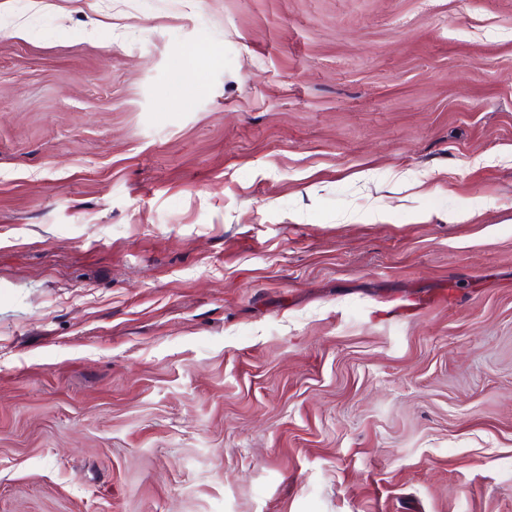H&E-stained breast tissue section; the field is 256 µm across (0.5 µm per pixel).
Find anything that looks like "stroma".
<instances>
[{"label": "stroma", "mask_w": 512, "mask_h": 512, "mask_svg": "<svg viewBox=\"0 0 512 512\" xmlns=\"http://www.w3.org/2000/svg\"><path fill=\"white\" fill-rule=\"evenodd\" d=\"M0 512H512V0H0Z\"/></svg>", "instance_id": "35a3bbf8"}]
</instances>
